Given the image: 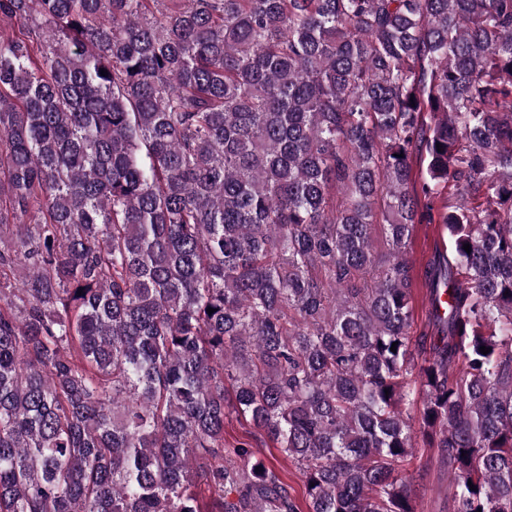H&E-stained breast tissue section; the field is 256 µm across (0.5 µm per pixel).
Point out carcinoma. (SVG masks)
Segmentation results:
<instances>
[{
  "mask_svg": "<svg viewBox=\"0 0 512 512\" xmlns=\"http://www.w3.org/2000/svg\"><path fill=\"white\" fill-rule=\"evenodd\" d=\"M420 446L512 512V0H0V512H416ZM441 224H417L406 257L412 268L413 278V308L414 322L411 336H420L428 332V311L430 309L426 298L425 270L428 262L436 252V243L442 238ZM224 438L229 442L251 443L260 457L267 458L276 464L280 476L288 485L291 494L300 501L304 499L305 488L298 469L284 459L277 448L272 447V444L255 431L249 422L234 414L231 415L226 421Z\"/></svg>",
  "mask_w": 512,
  "mask_h": 512,
  "instance_id": "cac0c4a2",
  "label": "carcinoma"
}]
</instances>
